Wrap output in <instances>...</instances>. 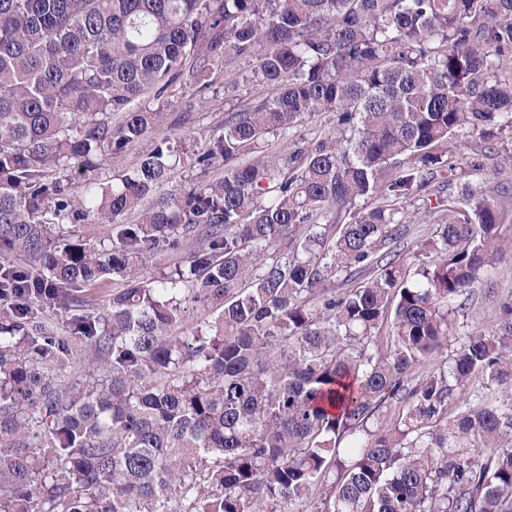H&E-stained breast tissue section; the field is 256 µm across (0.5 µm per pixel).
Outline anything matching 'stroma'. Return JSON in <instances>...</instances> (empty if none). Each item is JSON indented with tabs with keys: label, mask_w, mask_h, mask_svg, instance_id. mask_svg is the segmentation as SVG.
Listing matches in <instances>:
<instances>
[{
	"label": "stroma",
	"mask_w": 512,
	"mask_h": 512,
	"mask_svg": "<svg viewBox=\"0 0 512 512\" xmlns=\"http://www.w3.org/2000/svg\"><path fill=\"white\" fill-rule=\"evenodd\" d=\"M143 107L163 108L167 119L164 132L169 135L178 161L172 168L162 193L179 189L187 183L201 184L218 175V168L208 170L194 166V155L206 139L220 133L224 126V111L228 107L224 94V75L214 72L209 78L205 93H198L195 86L177 85L166 95L164 102L146 97ZM453 163L460 172L454 173L451 193H460L464 186L463 169L479 166L485 173L482 191L489 197L503 202L505 210L499 226V251L485 266L483 272L450 304L448 319L451 336L447 349L426 362V369H433L449 360L453 350L467 341L474 332L493 333L497 326L499 308L512 300V166L506 159L512 155V130L496 131L488 139L469 131H460L454 141ZM440 226L426 220L423 214L410 212L402 237L394 244L395 253L413 261L423 245L436 239ZM112 300L111 287H89L75 294L74 302L64 309L35 308L38 322L57 333H67L71 318L88 311L106 310Z\"/></svg>",
	"instance_id": "obj_1"
}]
</instances>
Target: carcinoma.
<instances>
[{"instance_id":"cac0c4a2","label":"carcinoma","mask_w":512,"mask_h":512,"mask_svg":"<svg viewBox=\"0 0 512 512\" xmlns=\"http://www.w3.org/2000/svg\"><path fill=\"white\" fill-rule=\"evenodd\" d=\"M510 56L512 0H0V512H512V407L448 417L473 375L512 385V303L411 378L498 251L499 204L448 193L445 172L459 131L512 127ZM237 62L273 93L197 152L220 177L149 202L164 137L99 178L163 130L144 95ZM314 113L335 130L268 150ZM369 197L418 200L440 259L409 275L381 253L407 211L358 210ZM86 222L105 235L73 231ZM180 243L184 264L143 281ZM111 280L110 307L68 335L30 323L29 302ZM187 303L208 314L186 323ZM153 147V139L146 138L134 146L130 147L125 152L119 155H113L112 158H107L101 165L100 176L105 181L112 180V174L121 173L131 169L136 163L137 159L150 152ZM188 250V246L178 250L168 248L157 250L143 262L140 272L142 278L144 281H153L169 273L178 263L185 260Z\"/></svg>"}]
</instances>
